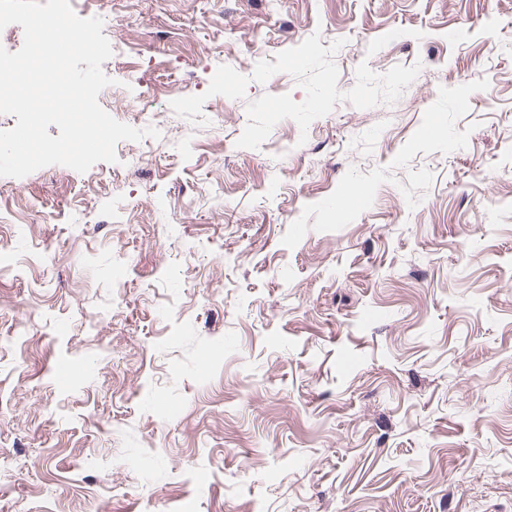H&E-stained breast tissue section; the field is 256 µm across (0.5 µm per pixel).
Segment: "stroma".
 I'll use <instances>...</instances> for the list:
<instances>
[{
    "instance_id": "35a3bbf8",
    "label": "stroma",
    "mask_w": 512,
    "mask_h": 512,
    "mask_svg": "<svg viewBox=\"0 0 512 512\" xmlns=\"http://www.w3.org/2000/svg\"><path fill=\"white\" fill-rule=\"evenodd\" d=\"M70 4L167 138L0 176V512H512V0ZM316 33L420 72L237 147Z\"/></svg>"
}]
</instances>
